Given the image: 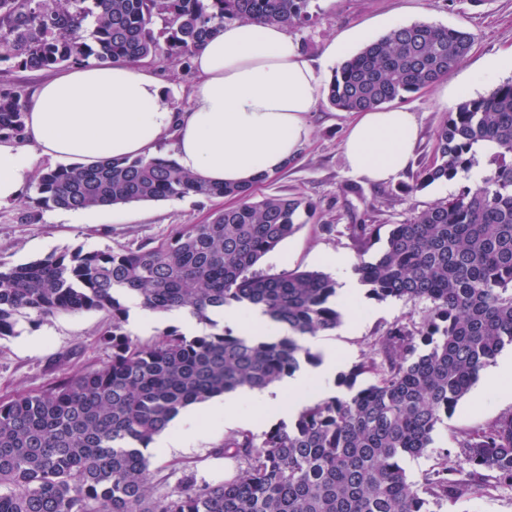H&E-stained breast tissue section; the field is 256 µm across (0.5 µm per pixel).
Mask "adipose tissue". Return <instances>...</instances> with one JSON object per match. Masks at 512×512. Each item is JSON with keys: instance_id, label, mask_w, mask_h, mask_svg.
<instances>
[{"instance_id": "1", "label": "adipose tissue", "mask_w": 512, "mask_h": 512, "mask_svg": "<svg viewBox=\"0 0 512 512\" xmlns=\"http://www.w3.org/2000/svg\"><path fill=\"white\" fill-rule=\"evenodd\" d=\"M198 75L191 103L174 111L154 70L143 64L94 63L42 83L27 104L25 142L0 141V204L20 198L38 158L92 164L153 157L167 137L176 164L216 183H244L282 171L311 136L309 117L322 95L320 67L286 26L232 22L193 57ZM418 123L407 107L356 113L342 141L351 174L375 183L396 180L416 145ZM307 346L320 364L260 390L240 389L207 402L205 411L232 425L241 408L298 411L300 393L317 380L331 394L342 356L318 338Z\"/></svg>"}]
</instances>
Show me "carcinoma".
Masks as SVG:
<instances>
[{"mask_svg":"<svg viewBox=\"0 0 512 512\" xmlns=\"http://www.w3.org/2000/svg\"><path fill=\"white\" fill-rule=\"evenodd\" d=\"M314 0H0V64L18 71L89 63H188L239 21L302 27ZM475 41L465 29L414 23L369 42L334 69L329 103L345 112L381 107L431 87ZM27 100L0 80V138L25 139ZM432 160L412 189L452 179L494 149L477 188L395 224L365 259L374 224L352 225L355 271L377 300L427 301L420 321L398 320L373 355L338 375L345 397L303 405L256 442L249 431L216 453L238 462L224 481L186 478L154 492L143 449L185 407L239 388L261 389L318 356L305 338L335 330L336 282L320 271L263 275L253 267L291 236L315 205L294 195L257 200L254 185H218L163 157L58 166L35 181L34 209L91 210L133 202L230 198L202 224L135 251L81 249L8 266L0 262V338L23 310L99 311L103 366L40 391L0 400V512H435L476 490L512 489V413L458 441L411 480L403 463L423 455L442 417L506 345L512 346V82L467 99L434 133ZM155 312L188 309L208 331L167 327L152 344L130 337L124 300ZM259 307L288 328L278 340L240 336L210 313Z\"/></svg>","mask_w":512,"mask_h":512,"instance_id":"obj_1","label":"carcinoma"}]
</instances>
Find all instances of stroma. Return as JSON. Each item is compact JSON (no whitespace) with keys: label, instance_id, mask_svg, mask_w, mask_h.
<instances>
[{"label":"stroma","instance_id":"stroma-1","mask_svg":"<svg viewBox=\"0 0 512 512\" xmlns=\"http://www.w3.org/2000/svg\"><path fill=\"white\" fill-rule=\"evenodd\" d=\"M315 5V23L292 28L291 33L306 54L323 60L329 72L340 61L324 59L323 54L338 35L362 29L373 41L386 34L397 17L407 25L462 27L474 34L475 43L468 56L448 74L447 101H440L433 87L404 99V106L415 113L419 124L418 144L411 166L393 182L372 184L349 172L341 148L349 115L328 100H320L310 118L311 140L301 157L257 187L261 195H296L312 201L320 217L301 225L265 255L255 266L261 274L320 271L324 268L321 258L329 253H341L349 261H356L351 227L364 222L377 225L371 250L379 252L392 225L457 194L466 186V179L440 180L418 191L413 188L417 171L432 157L434 132L464 98L486 96L500 84L512 81V70L492 76L478 73L485 58L512 48V0H315ZM156 69L174 110L187 109L197 80L194 69L168 61L157 63ZM34 195L29 189L19 201L0 206L1 262L17 265L78 248L133 251L143 243L169 238L184 225L203 223L226 205L222 199L198 197L133 202L86 211L79 224L70 223L66 210L44 208L37 221L28 223L23 215L29 211ZM427 308L424 301H378L363 294L354 309L358 329L350 332L340 326L322 333L321 338L344 353L340 368L346 371L372 355L375 340L386 327L400 319L420 318ZM106 321V315L98 311L59 312L35 322L19 317L16 335L0 339V397L41 390L108 362L109 350L98 343V333ZM492 373L489 367L481 372L454 413L438 424L431 448L408 461L406 471L411 479H419L443 457H456L457 441L464 433L484 428L512 412V399L501 396ZM168 433L182 445L150 455L159 490L175 489L187 474L212 483L235 474V463L217 453L227 428L205 416L200 405L183 410Z\"/></svg>","mask_w":512,"mask_h":512}]
</instances>
